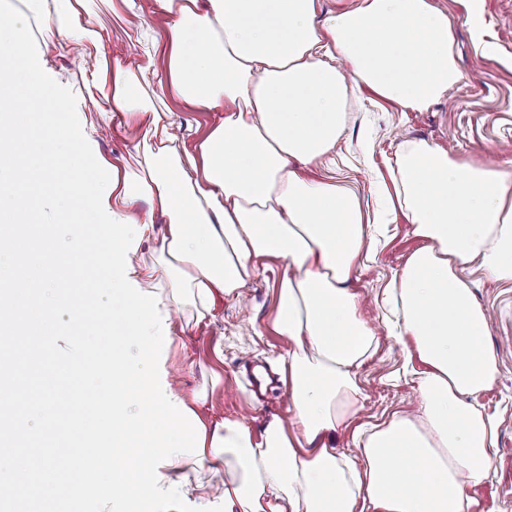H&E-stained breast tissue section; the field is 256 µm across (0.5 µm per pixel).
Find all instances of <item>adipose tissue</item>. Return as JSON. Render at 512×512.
Returning <instances> with one entry per match:
<instances>
[{
    "label": "adipose tissue",
    "mask_w": 512,
    "mask_h": 512,
    "mask_svg": "<svg viewBox=\"0 0 512 512\" xmlns=\"http://www.w3.org/2000/svg\"><path fill=\"white\" fill-rule=\"evenodd\" d=\"M85 2L53 0L41 49H81L83 95L131 135L136 164L119 168L108 203L161 238L156 264L132 259L131 278L160 293L159 310L188 305L201 318L216 296L242 295L256 259L287 262L274 327L292 344L291 415L258 436L238 420L206 423L196 467L234 471L232 512H473L496 427L472 398L493 385L497 361L459 270L476 260L512 283V174L423 141L399 145L395 201L424 245L391 295L424 366L421 402L356 429L358 370L380 345L350 286L370 251L364 218L351 186L296 171L335 149L356 89L404 112L446 96L460 78L447 15L432 0H358L321 21L317 0H153L169 18L162 94L219 115L182 151L171 114L139 98L140 70L113 64L86 26ZM350 428L352 456L334 446Z\"/></svg>",
    "instance_id": "1"
}]
</instances>
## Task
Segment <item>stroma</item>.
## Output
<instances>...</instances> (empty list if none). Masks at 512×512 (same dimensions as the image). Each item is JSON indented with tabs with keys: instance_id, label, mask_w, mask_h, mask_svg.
Listing matches in <instances>:
<instances>
[{
	"instance_id": "35a3bbf8",
	"label": "stroma",
	"mask_w": 512,
	"mask_h": 512,
	"mask_svg": "<svg viewBox=\"0 0 512 512\" xmlns=\"http://www.w3.org/2000/svg\"><path fill=\"white\" fill-rule=\"evenodd\" d=\"M435 2L448 13L455 34L460 80L449 96L427 110L403 112L361 88L349 103L335 152L300 170L310 180L332 176L353 184L369 217L393 189L389 165L407 140H425L449 148L457 159L512 173V0ZM88 11V21L103 34L109 54L124 62L151 64L140 81L141 98L157 111L171 113L182 128L184 147L205 137L213 113L158 93L155 74L166 65L164 44H146L139 28L115 18L107 0H89ZM367 231L376 246L351 286L361 295L363 312L381 343L359 370L366 395L356 419L360 425L415 410L421 400L417 375L403 369L409 341L389 336L385 329L384 292L423 242L399 213L388 223L368 225ZM285 268L282 260L260 262L245 302L217 299L211 315L201 321L190 322L188 310H172L173 384L188 394L206 392L199 409L203 418L236 419L258 435L272 416L287 415L288 389L276 379L291 345L273 327L277 282ZM466 275L475 283L477 301L491 315L489 346L499 369L495 383L474 397L497 422L498 435L490 476L471 495L475 512H512V284L496 282L473 267Z\"/></svg>"
}]
</instances>
